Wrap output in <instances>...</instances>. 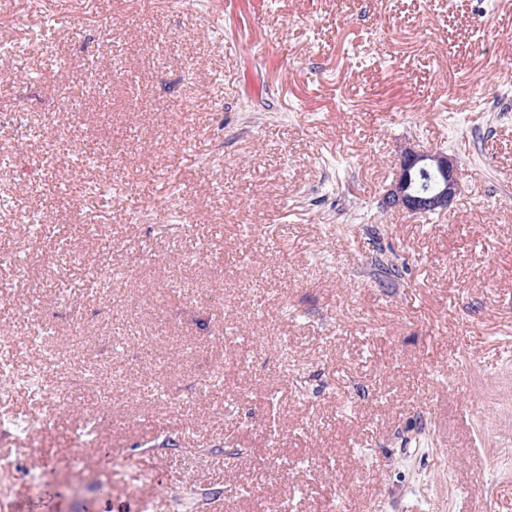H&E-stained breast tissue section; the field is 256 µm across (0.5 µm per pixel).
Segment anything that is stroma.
<instances>
[{
  "label": "stroma",
  "mask_w": 512,
  "mask_h": 512,
  "mask_svg": "<svg viewBox=\"0 0 512 512\" xmlns=\"http://www.w3.org/2000/svg\"><path fill=\"white\" fill-rule=\"evenodd\" d=\"M100 8L0 0V512H512V0ZM399 157L395 178L383 195L382 206L413 215L447 211L459 190L456 158L443 150L424 151L414 147L405 148ZM420 168L438 169L444 175L431 193L419 195L409 191L410 176Z\"/></svg>",
  "instance_id": "stroma-1"
}]
</instances>
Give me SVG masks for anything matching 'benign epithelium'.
I'll return each mask as SVG.
<instances>
[{"instance_id": "1", "label": "benign epithelium", "mask_w": 512, "mask_h": 512, "mask_svg": "<svg viewBox=\"0 0 512 512\" xmlns=\"http://www.w3.org/2000/svg\"><path fill=\"white\" fill-rule=\"evenodd\" d=\"M420 168L438 169L444 175L431 193L419 195L409 191L410 176ZM458 190V165L454 156L443 150L424 151L409 147L400 153L395 178L383 195L382 206L413 215L441 213L448 210Z\"/></svg>"}]
</instances>
